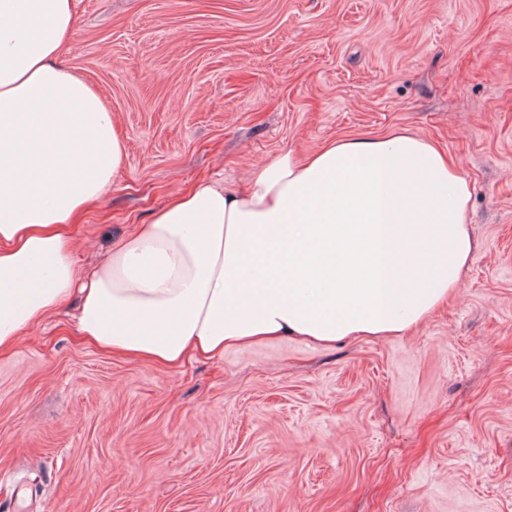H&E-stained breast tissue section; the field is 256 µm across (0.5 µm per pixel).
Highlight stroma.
<instances>
[{"instance_id":"stroma-1","label":"stroma","mask_w":512,"mask_h":512,"mask_svg":"<svg viewBox=\"0 0 512 512\" xmlns=\"http://www.w3.org/2000/svg\"><path fill=\"white\" fill-rule=\"evenodd\" d=\"M64 64L125 144L78 272L174 191L395 129L459 167L482 247L409 335L175 369L68 300L0 354V512H512V0H76Z\"/></svg>"}]
</instances>
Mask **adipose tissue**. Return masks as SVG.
<instances>
[{
	"label": "adipose tissue",
	"mask_w": 512,
	"mask_h": 512,
	"mask_svg": "<svg viewBox=\"0 0 512 512\" xmlns=\"http://www.w3.org/2000/svg\"><path fill=\"white\" fill-rule=\"evenodd\" d=\"M75 0H0V350L70 297L107 352L175 368L277 337L404 336L454 297L480 243L470 188L427 139L341 138L172 193L99 265L69 226L122 165L101 96L60 63Z\"/></svg>",
	"instance_id": "adipose-tissue-1"
}]
</instances>
